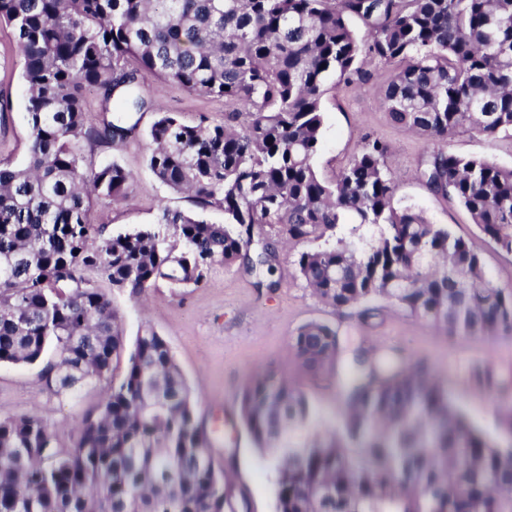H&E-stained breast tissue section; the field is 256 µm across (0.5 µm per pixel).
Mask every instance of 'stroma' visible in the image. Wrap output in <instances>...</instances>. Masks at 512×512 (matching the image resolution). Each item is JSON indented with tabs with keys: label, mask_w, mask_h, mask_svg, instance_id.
Segmentation results:
<instances>
[{
	"label": "stroma",
	"mask_w": 512,
	"mask_h": 512,
	"mask_svg": "<svg viewBox=\"0 0 512 512\" xmlns=\"http://www.w3.org/2000/svg\"><path fill=\"white\" fill-rule=\"evenodd\" d=\"M385 72V66H367L364 76L337 83L324 95L323 141L313 160L316 171L322 179H334L358 153L365 136L380 138L390 147L396 200L414 206L431 223L447 226L462 237L480 256L486 277L512 288V254L497 249L484 237L456 200L432 192L419 178L423 160L439 144L391 121L377 93ZM140 92L154 100L157 109L176 113L187 122L204 115L220 123L227 113L223 100L190 93L148 73L140 79ZM1 103L7 109L0 111V160L23 163L28 151L25 90L13 35L6 28H0ZM155 118V111L142 113L136 133L125 140L83 145L91 165L114 160L133 177L123 201L95 198L90 202L92 223L105 226L108 232L117 234L155 223L164 206L185 212L197 209L192 198L160 184L148 168V132ZM446 148L512 167L509 134L489 141L474 133H460L449 139ZM266 233L277 249L271 278L278 286L272 291L257 288L255 276L241 265L221 263L212 266L202 287L175 288L160 283L137 300L112 288L108 281L100 283L122 318L126 345H133L147 328L168 342L193 391L196 416L209 437L215 465L232 466L236 494L247 499L249 512H275V476L255 447L239 408L244 385L258 373L274 371L307 397L311 416L294 432L301 441L340 423L347 370L355 354L364 350L374 357L386 349L419 360L472 421L500 434L503 423L491 411L490 399L512 401V335L451 336L386 300L380 301L374 318L357 312L337 314L312 294L297 270L298 255L313 250L314 242L280 240L272 227ZM314 320L336 328L341 342L337 362L317 372L307 370L289 350L291 336ZM477 365L494 370L495 392L478 386L472 372ZM41 370L38 364H0V415L42 418L62 444L71 445L81 413L96 408L104 391L99 386L85 388L76 401L66 402L44 389Z\"/></svg>",
	"instance_id": "1"
}]
</instances>
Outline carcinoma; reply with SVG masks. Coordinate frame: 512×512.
Masks as SVG:
<instances>
[{
	"label": "carcinoma",
	"mask_w": 512,
	"mask_h": 512,
	"mask_svg": "<svg viewBox=\"0 0 512 512\" xmlns=\"http://www.w3.org/2000/svg\"><path fill=\"white\" fill-rule=\"evenodd\" d=\"M3 25L29 136L26 163L0 161V364L50 353V393L72 402L95 384L106 396L70 447L38 417L0 416V512L232 507L233 479L207 452L169 345L146 330L125 351L99 277L134 298L160 281L199 287L218 261L262 277L276 260L267 224L290 240H325L296 264L338 313L371 317L387 299L450 335L512 333V289L485 276L464 239L395 202L384 141L364 139L331 181L313 167L328 82L369 60L390 67L378 94L403 128L439 143L512 132V0H0ZM145 72L235 106L222 124L158 109L149 130L154 177L202 210L222 207L225 223L168 207L157 224L116 235L91 223L90 199L125 198L132 176L115 161L88 167L82 143L135 133L134 114L152 109ZM87 87L101 93L96 124ZM419 177L512 253V167L441 148ZM346 222L356 235L335 236ZM289 346L309 368L339 352L336 329L318 321ZM354 363L341 424L304 443L291 437L310 416L299 389L271 371L243 389L242 421L276 456V512H512V440L474 425L412 359Z\"/></svg>",
	"instance_id": "obj_1"
}]
</instances>
